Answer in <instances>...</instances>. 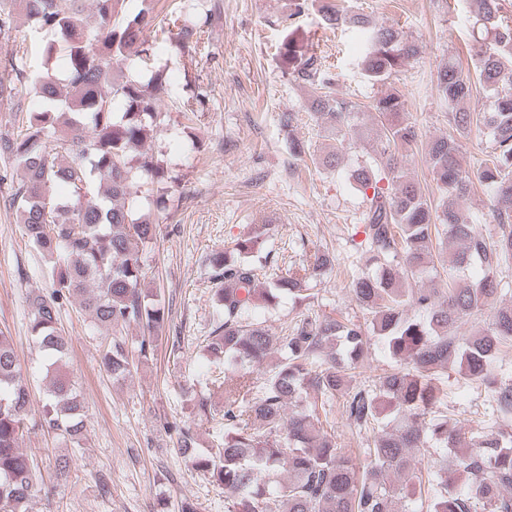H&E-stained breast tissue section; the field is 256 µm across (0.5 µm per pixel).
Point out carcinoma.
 I'll use <instances>...</instances> for the list:
<instances>
[{
	"instance_id": "obj_1",
	"label": "carcinoma",
	"mask_w": 512,
	"mask_h": 512,
	"mask_svg": "<svg viewBox=\"0 0 512 512\" xmlns=\"http://www.w3.org/2000/svg\"><path fill=\"white\" fill-rule=\"evenodd\" d=\"M472 5L478 26L474 69L491 108H458L472 96V79L452 59L438 71L435 89L451 108L448 123L460 134L483 128L489 146L469 171L460 163L457 139L431 140L434 200L406 172L402 149L413 143L415 130L400 120L403 96L384 92L366 112L337 94L322 57L295 32L281 44V67L313 89L315 120L325 131L339 137L366 130L375 115L382 125L374 157L349 174L366 202L354 233L364 235L358 247L374 266L354 278L349 291L371 320L307 313L277 338L249 320L258 302L269 307L284 296L301 298L336 261L334 254L317 251L282 267V256L270 261V286L258 287L259 268L251 257L260 249L263 224L207 258L220 287L214 293L219 318L205 349L237 376L223 380L219 412H211L203 395L195 408L207 421L220 416L223 447L201 452L192 427L172 430L177 454L224 490V512H512V378L494 365L502 348H512V304L493 308L475 334L458 333L462 320L512 293V282L501 277L512 263V25L500 15V0ZM20 8L53 39L44 45L45 63L33 83L40 108L25 106V76L13 57L0 66V106L17 123L12 133L0 135V158L23 171L4 204L15 210L28 243L47 258L56 283L50 294L29 298L31 338L53 376L40 426L79 448L85 407L66 370L69 344L57 327L62 304L77 298L80 310L112 332L101 365L114 383L131 375L133 360L155 355L166 326L165 307L143 288L142 255L155 243L157 225L142 212L140 196L142 183L164 177L145 142L156 127L166 79L161 69L145 82L113 73L116 63L134 65L133 55L141 61L154 55L146 36L153 0H22ZM88 8L93 27L87 26ZM320 18L325 28L369 27L365 17L333 0H322ZM419 53L420 46L399 31L374 28L361 65L371 81L385 84ZM58 57L64 58L61 76L52 67ZM475 180L490 192L493 228L486 233L459 212ZM58 185L69 186L71 194L57 195ZM474 264L482 276L462 281L461 273ZM409 278H427L432 287L407 288ZM131 324L143 335L130 350L122 330ZM337 340L342 356L326 352ZM373 340L404 366L352 390L351 378ZM274 347L278 357L270 363ZM450 366L496 397L506 415L497 431H468L448 414L434 380ZM256 373L266 375L257 397ZM338 399L358 430L380 427L361 449L360 467L338 446L330 426ZM29 411L14 345L0 331V512H28L38 492L35 463L19 448ZM431 448L436 471L425 506L416 457ZM275 472L286 477L262 479ZM400 501L405 505L399 509Z\"/></svg>"
}]
</instances>
